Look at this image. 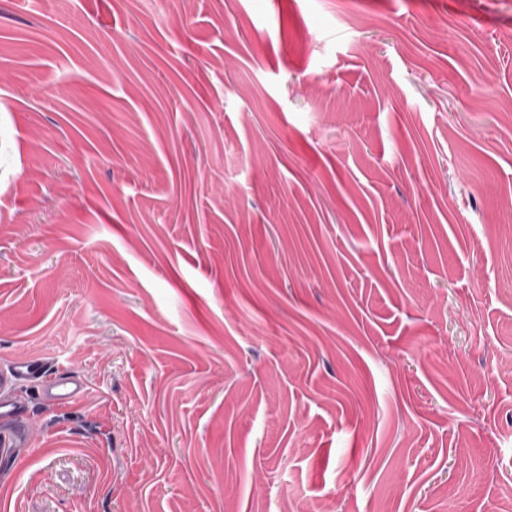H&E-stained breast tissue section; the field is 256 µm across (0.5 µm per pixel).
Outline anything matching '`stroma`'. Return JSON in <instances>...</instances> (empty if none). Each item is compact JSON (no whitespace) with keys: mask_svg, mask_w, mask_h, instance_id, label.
<instances>
[{"mask_svg":"<svg viewBox=\"0 0 512 512\" xmlns=\"http://www.w3.org/2000/svg\"><path fill=\"white\" fill-rule=\"evenodd\" d=\"M512 0H0V512L512 503ZM36 380L40 382L43 396L49 401L68 405L79 400L85 388L83 384L73 378H57L46 374L44 365L37 359L17 358L10 367V377H0V385L11 380Z\"/></svg>","mask_w":512,"mask_h":512,"instance_id":"35a3bbf8","label":"stroma"}]
</instances>
